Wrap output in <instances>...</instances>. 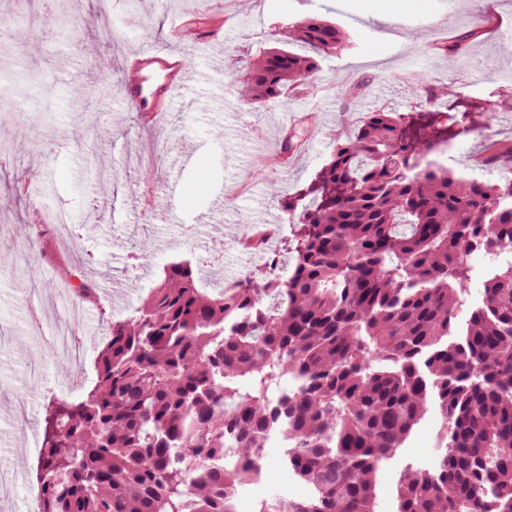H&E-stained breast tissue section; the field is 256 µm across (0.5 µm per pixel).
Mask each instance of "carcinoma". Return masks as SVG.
Instances as JSON below:
<instances>
[{"label": "carcinoma", "instance_id": "1", "mask_svg": "<svg viewBox=\"0 0 512 512\" xmlns=\"http://www.w3.org/2000/svg\"><path fill=\"white\" fill-rule=\"evenodd\" d=\"M67 26L44 15L46 36ZM344 43L309 17L255 56L224 55L257 110L307 90L316 57ZM435 52L451 63L469 36ZM492 115L491 102L451 85L407 112H364L314 178L281 198L292 270L278 282L249 275L213 292L192 260L164 265L138 306L107 318L93 385L43 401V512H234L228 490L262 464L280 421L305 493L256 512H376L381 464L431 406L444 452L431 474L403 469L395 512H512V262L458 321L468 255L512 251V140L483 149L494 180L423 166ZM285 376L301 384L272 397ZM226 448L241 468L224 467Z\"/></svg>", "mask_w": 512, "mask_h": 512}]
</instances>
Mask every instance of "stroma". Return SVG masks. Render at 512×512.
I'll return each instance as SVG.
<instances>
[{"instance_id":"obj_1","label":"stroma","mask_w":512,"mask_h":512,"mask_svg":"<svg viewBox=\"0 0 512 512\" xmlns=\"http://www.w3.org/2000/svg\"><path fill=\"white\" fill-rule=\"evenodd\" d=\"M359 0H140L132 14L122 0L100 11L99 0H0V72L25 70L36 86L28 95H15L11 104L19 116L11 132L21 146L0 162V217L19 225L28 221L34 206L63 212L77 238L86 268L97 281L127 287L123 308L137 306L151 279L171 253L187 248L185 230L199 239H221L226 247L203 256L205 265L221 268L225 277L238 276L246 259L231 242L253 224L278 225L279 202L270 192L279 185L293 193L328 160L338 136L350 132L366 110L380 105L404 108L415 100V89L453 85L464 95L495 99L501 89L494 77L512 72V57L502 51L500 35L512 28V0H475L464 9L456 0H416L414 7L395 9L385 17L359 14ZM68 13L69 27L57 37H41V18L47 9ZM102 13L104 28L122 34L118 42L100 43L99 31L83 20ZM175 13L224 20L223 38L198 51L195 40L170 41L167 19ZM488 16L484 29L469 50L463 66L448 65L432 54V44L468 29L475 17ZM307 17L336 24L348 37L338 54L321 60L305 103L294 98L260 111L241 101L240 75L224 66V43L232 41L239 54L253 55L273 44L275 35ZM99 45L106 66L91 62L80 74L58 68L60 57L72 54V35ZM42 41L41 54L23 53L27 41ZM146 41L171 42L189 58L205 54L211 70L196 77L192 94L178 101L172 118L153 127L142 126L123 103L124 65L133 46ZM365 84L362 97L351 99L349 87ZM93 89L88 111H80L76 86ZM315 119L296 166H266L277 147L281 119L303 105ZM53 140L54 151L43 149ZM168 150L155 178V207L144 213L139 200L141 156L153 141ZM37 176L30 197L15 198L12 187ZM223 198L216 206L215 198ZM145 241L150 253L131 257V245ZM37 261L0 265V460L6 470L27 471L26 447L12 422L15 396L27 390L24 371L37 343H23L29 335L24 306L25 289L44 276ZM442 426L435 410H428L397 456L378 472V512H394L396 481L407 463L432 455Z\"/></svg>"}]
</instances>
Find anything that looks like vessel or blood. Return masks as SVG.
<instances>
[{
  "label": "vessel or blood",
  "mask_w": 512,
  "mask_h": 512,
  "mask_svg": "<svg viewBox=\"0 0 512 512\" xmlns=\"http://www.w3.org/2000/svg\"><path fill=\"white\" fill-rule=\"evenodd\" d=\"M125 72L124 101L145 125L154 124L170 111L192 79L186 59L158 44L143 46L130 55Z\"/></svg>",
  "instance_id": "vessel-or-blood-1"
}]
</instances>
